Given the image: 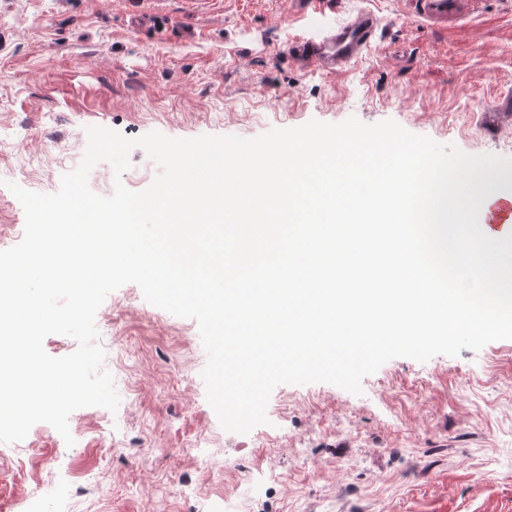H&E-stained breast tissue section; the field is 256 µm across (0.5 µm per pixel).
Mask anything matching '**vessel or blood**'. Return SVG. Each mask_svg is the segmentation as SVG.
Segmentation results:
<instances>
[{"mask_svg":"<svg viewBox=\"0 0 512 512\" xmlns=\"http://www.w3.org/2000/svg\"><path fill=\"white\" fill-rule=\"evenodd\" d=\"M375 29L373 14L362 12L352 19L298 36L288 52L304 68L333 75L370 48Z\"/></svg>","mask_w":512,"mask_h":512,"instance_id":"obj_1","label":"vessel or blood"}]
</instances>
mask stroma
<instances>
[{
    "instance_id": "stroma-1",
    "label": "stroma",
    "mask_w": 512,
    "mask_h": 512,
    "mask_svg": "<svg viewBox=\"0 0 512 512\" xmlns=\"http://www.w3.org/2000/svg\"><path fill=\"white\" fill-rule=\"evenodd\" d=\"M421 0H333L325 15L289 0H0V250L25 212L9 183L58 190L86 129L135 138H255L316 120H393L464 153L512 158V0H472L439 22ZM378 19L371 49L337 75L289 55L297 35L357 13ZM154 27L137 29L135 14ZM140 148L88 185L146 189ZM116 411L69 417L0 442V512H512V339L421 363L399 357L361 394L317 382L271 393L268 424L222 428L206 398L196 320L148 303L139 286L96 314Z\"/></svg>"
}]
</instances>
